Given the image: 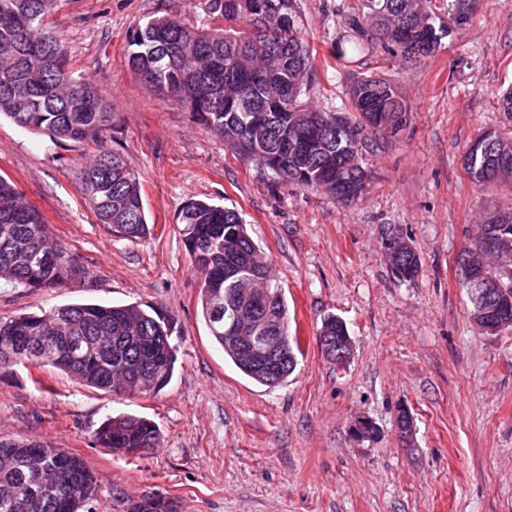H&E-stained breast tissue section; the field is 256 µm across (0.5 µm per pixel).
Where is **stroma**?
Listing matches in <instances>:
<instances>
[{
    "instance_id": "stroma-1",
    "label": "stroma",
    "mask_w": 512,
    "mask_h": 512,
    "mask_svg": "<svg viewBox=\"0 0 512 512\" xmlns=\"http://www.w3.org/2000/svg\"><path fill=\"white\" fill-rule=\"evenodd\" d=\"M353 3L297 0L316 65L307 97L334 112L355 77L383 75L408 116L366 154L367 185L351 202L278 184L132 71L130 30L167 14L200 24L198 0H56L47 17L71 68L110 103L112 127L95 143L56 142L0 118V175L88 273L72 288L0 285V316L151 305L171 318L177 347L171 381L147 395L104 393L51 367L0 370V434L80 456L98 478L96 512L160 497L177 512H512V327L474 325L455 267L485 214L512 206L511 184L474 186L463 164L478 134L512 130L498 101L512 85V0H469L472 20L428 58L374 47L347 63L335 49ZM103 148L139 176L146 238L112 235L84 205L73 172ZM191 198L237 210L272 264L302 349L286 383L252 382L210 336L178 222ZM393 237L419 257L411 280L394 274ZM328 315L353 341L341 368L315 339ZM123 412L156 425V448L121 456L96 443L99 424ZM361 420L371 436H357Z\"/></svg>"
}]
</instances>
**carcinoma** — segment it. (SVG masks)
<instances>
[{
	"label": "carcinoma",
	"mask_w": 512,
	"mask_h": 512,
	"mask_svg": "<svg viewBox=\"0 0 512 512\" xmlns=\"http://www.w3.org/2000/svg\"><path fill=\"white\" fill-rule=\"evenodd\" d=\"M296 0H201L205 21L190 26L163 15L136 28L128 39V62L142 83L161 97H175L203 129L235 145L283 185L322 190L339 202L347 173H367L363 152L384 136L389 100L399 95L384 77L364 76L350 87L354 115L345 116L358 140L349 148L336 141V113L320 112L306 98L315 74ZM430 0H357L347 15L349 34L336 43V57L351 61L365 41L408 60L436 52L448 28L427 10ZM55 0H0V115L54 140H99L112 126V111L95 87L69 68L64 45L46 29ZM497 149L506 158L497 175L481 162L465 165L476 185L512 178V131L501 133ZM87 208L114 236L141 239L149 231L137 173L118 152L101 151L76 171ZM183 243L198 275L201 314L210 336L253 382L275 387L297 366V338L289 335L288 306L266 266L275 333L288 341V358L267 371H253L227 348L235 307L253 287V259L259 248L239 213L202 200L181 210ZM477 233L489 234L512 253V208L487 214ZM398 278L419 268L412 248L391 256ZM87 271L62 244L52 240L43 215L13 181L0 176V282L26 288H70ZM170 319L138 304H66L39 315L0 316V369L22 361L59 369L106 393H150L171 380L176 348ZM317 336L346 337L344 322L323 318ZM102 448L139 455L158 445V429L135 415L106 418L95 432ZM0 512H92L96 474L78 456L35 440L0 436ZM126 512H176L170 501H138Z\"/></svg>",
	"instance_id": "cac0c4a2"
}]
</instances>
